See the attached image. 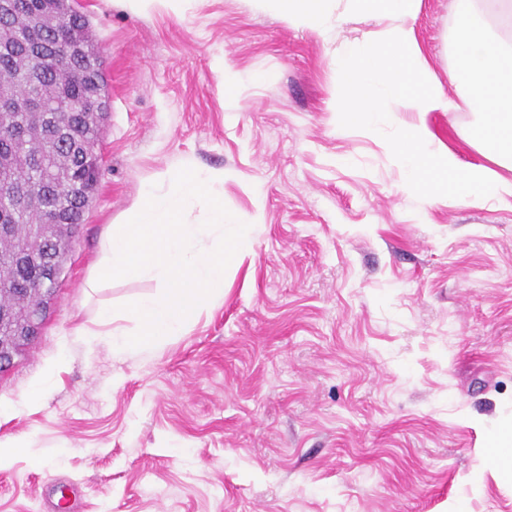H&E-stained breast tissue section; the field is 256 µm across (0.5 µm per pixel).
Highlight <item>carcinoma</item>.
Returning a JSON list of instances; mask_svg holds the SVG:
<instances>
[{"label": "carcinoma", "mask_w": 512, "mask_h": 512, "mask_svg": "<svg viewBox=\"0 0 512 512\" xmlns=\"http://www.w3.org/2000/svg\"><path fill=\"white\" fill-rule=\"evenodd\" d=\"M66 34L91 47L85 65L103 70V61L88 18L73 13ZM0 84L12 86L23 94H35L52 112H90L96 101L69 70L51 71L43 79L29 77L23 58L0 53ZM109 116L88 118L70 129L63 140L45 126L32 125L23 113L0 114V146L11 151L9 167L0 169V215L9 217L13 236L0 239V308L11 311L17 321L47 315L46 292L29 287L39 275L38 267L20 257L17 244L30 237L40 223L37 211L17 206L5 185L22 186L30 193H41L55 184L52 204L64 215L65 223L43 229V245L50 248L61 263H66L74 241L73 229L84 222L96 192L99 169L83 163L87 156L100 158V146Z\"/></svg>", "instance_id": "obj_1"}]
</instances>
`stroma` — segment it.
<instances>
[{
	"mask_svg": "<svg viewBox=\"0 0 512 512\" xmlns=\"http://www.w3.org/2000/svg\"><path fill=\"white\" fill-rule=\"evenodd\" d=\"M102 50L111 115L101 176L40 339L0 373L29 392L59 343L52 390L0 439L43 459L0 468V512H512V199L437 202L405 192L382 137L333 120L339 31L288 25L259 0H189L135 15L77 0ZM454 0H422L415 37L446 94ZM239 80L227 98L224 72ZM436 142L467 163L471 112H431ZM224 174L250 223L224 297L178 335L117 354L88 340L102 303L156 281H87L103 240L156 175Z\"/></svg>",
	"mask_w": 512,
	"mask_h": 512,
	"instance_id": "35a3bbf8",
	"label": "stroma"
}]
</instances>
